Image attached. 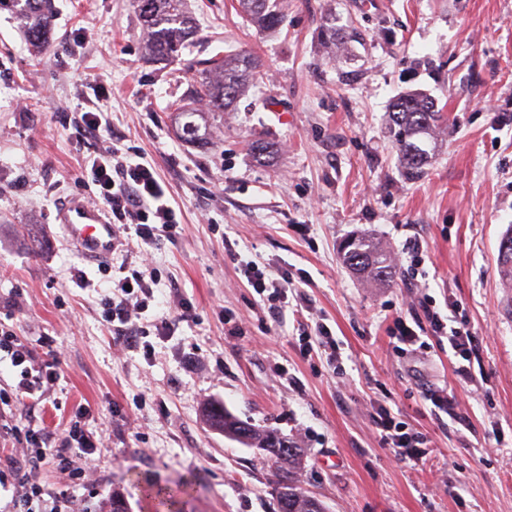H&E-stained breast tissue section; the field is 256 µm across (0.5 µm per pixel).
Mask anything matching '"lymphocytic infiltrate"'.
Returning <instances> with one entry per match:
<instances>
[{"label":"lymphocytic infiltrate","instance_id":"lymphocytic-infiltrate-1","mask_svg":"<svg viewBox=\"0 0 512 512\" xmlns=\"http://www.w3.org/2000/svg\"><path fill=\"white\" fill-rule=\"evenodd\" d=\"M83 177L85 183L95 186L98 198L111 213L116 243H123L128 234L135 235L144 246L154 245L163 238L173 242L180 236L181 227L169 204L167 186L150 164L131 161L121 149L109 145L85 158ZM242 273L272 316H279L288 300L291 285L288 272H272L248 263ZM156 281V269L144 256L138 264L121 265L110 286L101 292L99 302L112 328L114 344H127L151 333L167 334L169 317L160 316L149 322L143 318L154 296ZM424 316L434 336L447 338L449 349L459 361L457 375L470 379L469 361L477 337L466 324L445 323L434 309H425ZM43 346L45 355H38L19 339L15 325L0 320V363H8L16 372L15 398L29 401L33 406L61 378L51 340H44ZM82 419V413H75L51 436L39 428L0 425V439L26 448L25 453L0 460V489L8 486L14 489L0 512H38L43 495L39 471L44 459H53L57 470L68 474L73 481L86 479V469L74 467L73 458L91 454L97 440L85 429ZM377 426L381 444L392 446L396 455L415 458L426 455V439L405 432L387 409L378 411Z\"/></svg>","mask_w":512,"mask_h":512}]
</instances>
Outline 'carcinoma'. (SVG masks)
Listing matches in <instances>:
<instances>
[{
    "label": "carcinoma",
    "instance_id": "1",
    "mask_svg": "<svg viewBox=\"0 0 512 512\" xmlns=\"http://www.w3.org/2000/svg\"><path fill=\"white\" fill-rule=\"evenodd\" d=\"M152 4L149 11L141 3ZM241 12L259 27L277 28L281 15L276 0H237ZM148 34V52L153 59L169 61L179 57L197 34L195 23L184 8V0H133ZM13 7L26 19L27 40L37 46L49 41L51 11L47 0H0V8ZM258 63L249 54L230 55L211 61L198 71L200 92L206 99V111L226 112L236 106L247 92L249 79ZM445 122L444 113L434 99L421 93L399 98L388 114L389 132L395 141L400 165L409 174L420 177L431 165L437 148V134ZM344 264L357 274L380 282L395 274L392 257L380 250L366 236L347 240L342 247ZM216 427L234 438L242 432L258 441L276 468L277 485L282 489L277 498L278 512H324L322 505L306 495L294 480L299 463V450L288 438L270 431H260L228 411L213 415Z\"/></svg>",
    "mask_w": 512,
    "mask_h": 512
}]
</instances>
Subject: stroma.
Returning a JSON list of instances; mask_svg holds the SVG:
<instances>
[{
	"instance_id": "35a3bbf8",
	"label": "stroma",
	"mask_w": 512,
	"mask_h": 512,
	"mask_svg": "<svg viewBox=\"0 0 512 512\" xmlns=\"http://www.w3.org/2000/svg\"><path fill=\"white\" fill-rule=\"evenodd\" d=\"M52 4L43 52L0 10V317L14 316L31 348L53 339L63 372L44 412L18 402L10 416L54 430L85 405L98 439L75 459L92 464L83 484L44 462L46 494L69 512H102L116 493L131 512H156L154 479L185 486L173 512H276L270 461L210 429L202 409L216 404L302 448L299 484L326 512H512V288L497 264L512 227V0H280L274 31L237 0H186L198 33L170 64L150 60L133 0ZM329 24L333 48L321 40ZM240 52L263 62L256 87L189 141L176 119L194 85L188 62ZM93 77L113 116L97 138L78 128ZM411 92L448 117L416 179L387 125ZM114 138L155 168L183 227L151 249L146 315L178 297L196 318L149 336L147 352L113 345L96 291L71 277L76 268L105 288L112 273L54 220L64 200L93 201L83 159ZM259 142L267 152H254ZM353 234L393 255L422 244L424 263L362 281L339 254ZM250 261L288 269L289 304L307 298L337 359L302 355L292 315L272 320L241 275ZM425 300L477 336L471 382L447 341L396 352L390 326L423 319ZM228 316L243 334L228 333ZM430 387L457 396L453 413L424 400ZM383 407L427 439L425 460L381 445Z\"/></svg>"
}]
</instances>
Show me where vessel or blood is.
Listing matches in <instances>:
<instances>
[{
  "mask_svg": "<svg viewBox=\"0 0 512 512\" xmlns=\"http://www.w3.org/2000/svg\"><path fill=\"white\" fill-rule=\"evenodd\" d=\"M56 220L86 260L102 263L111 258L114 228L103 209L74 197L58 210Z\"/></svg>",
  "mask_w": 512,
  "mask_h": 512,
  "instance_id": "1",
  "label": "vessel or blood"
}]
</instances>
